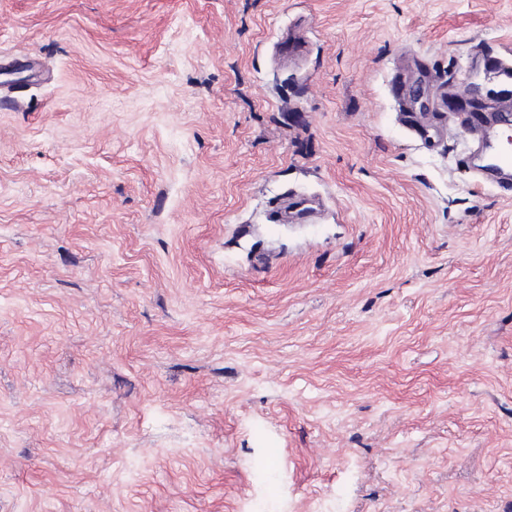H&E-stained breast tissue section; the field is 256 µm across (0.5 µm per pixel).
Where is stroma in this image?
<instances>
[{
	"label": "stroma",
	"mask_w": 512,
	"mask_h": 512,
	"mask_svg": "<svg viewBox=\"0 0 512 512\" xmlns=\"http://www.w3.org/2000/svg\"><path fill=\"white\" fill-rule=\"evenodd\" d=\"M506 51L512 0H0V512H512L452 106Z\"/></svg>",
	"instance_id": "obj_1"
}]
</instances>
